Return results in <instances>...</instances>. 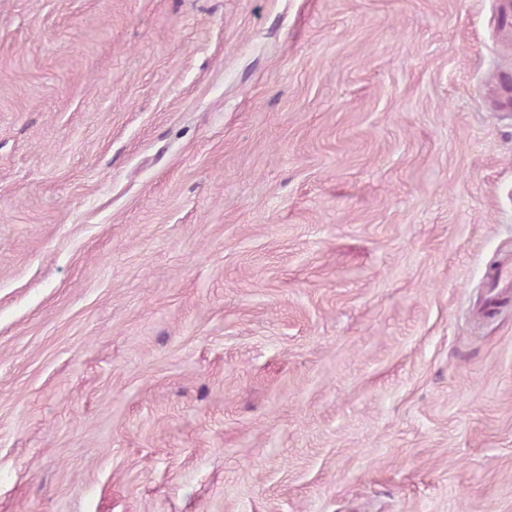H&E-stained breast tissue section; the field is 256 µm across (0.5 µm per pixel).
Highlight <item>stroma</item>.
Listing matches in <instances>:
<instances>
[{"label":"stroma","instance_id":"obj_1","mask_svg":"<svg viewBox=\"0 0 512 512\" xmlns=\"http://www.w3.org/2000/svg\"><path fill=\"white\" fill-rule=\"evenodd\" d=\"M506 0H0V512H512Z\"/></svg>","mask_w":512,"mask_h":512}]
</instances>
